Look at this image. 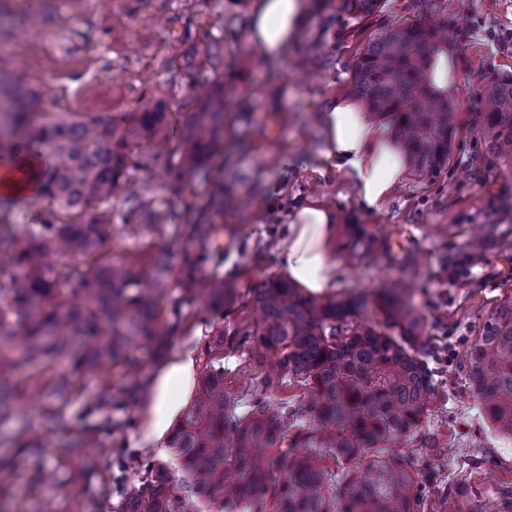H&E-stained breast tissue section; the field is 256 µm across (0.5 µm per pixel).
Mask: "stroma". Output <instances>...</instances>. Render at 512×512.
<instances>
[{
    "instance_id": "obj_1",
    "label": "stroma",
    "mask_w": 512,
    "mask_h": 512,
    "mask_svg": "<svg viewBox=\"0 0 512 512\" xmlns=\"http://www.w3.org/2000/svg\"><path fill=\"white\" fill-rule=\"evenodd\" d=\"M410 0H387L380 13L355 20L315 0L308 27L277 62L252 61L247 21L256 0H0V76L41 90V111L51 118L77 113L132 112L163 84L169 91L168 140L163 156L145 147L135 154L137 177L151 210L165 223L149 225L145 212L112 204L113 259L164 254L169 290L161 302L172 344L206 335L240 336L253 330L255 288L280 275V248L294 214L321 201L336 226L338 293L374 290L387 277L412 275L424 316L431 365L443 387L424 421L440 453L423 454L434 482L418 495L420 512H490L512 489V439L491 434L468 388L464 347L482 332L499 302L512 296V160L486 147L473 115L497 78L512 73V0H421L420 18L445 14L454 27L457 109L462 123L447 164L437 172L408 173L380 209L358 201L349 175L320 156V108L349 97L357 58L381 26L408 17ZM224 51V66L192 82L173 69L199 40ZM224 84V138L205 165L180 164L183 114L210 82ZM487 236L473 250L474 228ZM233 282L238 296L223 310H208L213 279ZM135 373L121 367L84 372L65 398L31 400L32 367L8 381L17 399L0 417V459L13 482L0 489V512H112V462L123 456L131 484L141 474L144 449L139 402L158 359L138 348ZM224 383L249 400L266 370L241 351L225 349ZM112 399L97 410L99 399ZM98 434L106 452L85 477L83 506L68 493L72 463L63 450ZM52 472L49 487L33 493L36 471ZM465 485L474 499L453 502L450 488Z\"/></svg>"
}]
</instances>
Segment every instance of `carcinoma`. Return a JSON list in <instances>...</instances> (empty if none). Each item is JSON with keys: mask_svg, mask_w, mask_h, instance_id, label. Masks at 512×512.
Listing matches in <instances>:
<instances>
[{"mask_svg": "<svg viewBox=\"0 0 512 512\" xmlns=\"http://www.w3.org/2000/svg\"><path fill=\"white\" fill-rule=\"evenodd\" d=\"M356 20L382 0H339ZM448 26L399 21L377 30L353 69L351 93L372 118L394 129L412 170L448 163L458 126L455 90L429 79L447 50ZM221 60L210 42L183 59L194 79ZM166 91L135 112L77 114L37 121L36 91L17 86L0 105V151L41 159L35 178L43 205L24 228L0 217V377L35 362L59 370L34 377L37 392L65 396L73 376L102 364L120 365L144 341L162 351L168 334L159 302L167 268L154 256L150 274L135 260L112 261V200L138 195L134 150L168 136ZM479 116L489 151L512 157V73L484 96ZM224 136V84L184 114L182 164L193 170ZM236 297L216 280L209 304ZM261 320L237 338L224 332L205 345V367L191 407L171 435L167 457L140 463V485L112 474L113 512H416L418 455L394 445L418 440L438 380L424 351L422 316L403 279L369 295L314 299L292 282L267 278L254 294ZM237 344L260 364L268 357L298 380L299 403L254 393L242 405L224 386V344ZM469 389L499 437L512 438V298L499 303L481 336L465 349ZM81 461L71 493L83 505L85 474L95 449H65Z\"/></svg>", "mask_w": 512, "mask_h": 512, "instance_id": "obj_1", "label": "carcinoma"}]
</instances>
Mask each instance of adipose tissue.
Masks as SVG:
<instances>
[{
    "label": "adipose tissue",
    "instance_id": "ef3b65f1",
    "mask_svg": "<svg viewBox=\"0 0 512 512\" xmlns=\"http://www.w3.org/2000/svg\"><path fill=\"white\" fill-rule=\"evenodd\" d=\"M309 19L307 0H257L248 36L268 59L276 60L295 43ZM319 120L326 160L350 175L364 206L382 204L408 172L404 149L352 101L336 100L320 112ZM335 235L328 212L316 203L301 208L288 226L282 272L308 295H327L338 284V264L331 251ZM198 364L197 345L184 343L156 367L141 411L140 437L146 447L165 452L176 421L193 397Z\"/></svg>",
    "mask_w": 512,
    "mask_h": 512
}]
</instances>
